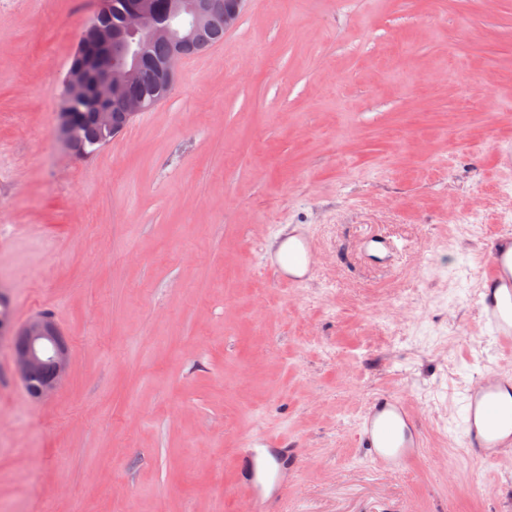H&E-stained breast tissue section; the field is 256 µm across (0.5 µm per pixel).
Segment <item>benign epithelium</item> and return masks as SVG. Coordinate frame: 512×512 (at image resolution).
Wrapping results in <instances>:
<instances>
[{"label": "benign epithelium", "mask_w": 512, "mask_h": 512, "mask_svg": "<svg viewBox=\"0 0 512 512\" xmlns=\"http://www.w3.org/2000/svg\"><path fill=\"white\" fill-rule=\"evenodd\" d=\"M246 0H165L155 7L152 0H138L112 32H104L96 22L89 23L95 38L80 32L76 53L86 66L70 68L62 102L57 114L61 141L66 151L76 154L75 122L71 101L79 98L101 104L95 119L103 128L111 126V109L119 108L128 119L149 108L144 99L128 98L125 88L139 75L145 47L155 40L169 42L173 49L164 60L162 74L166 90H171L180 63L192 51L199 30L217 9H224L227 27L241 15ZM14 313L9 307L0 310V334H12V369L29 395L36 401L52 396L68 376L70 344L55 321L38 316L20 329L12 330Z\"/></svg>", "instance_id": "benign-epithelium-1"}]
</instances>
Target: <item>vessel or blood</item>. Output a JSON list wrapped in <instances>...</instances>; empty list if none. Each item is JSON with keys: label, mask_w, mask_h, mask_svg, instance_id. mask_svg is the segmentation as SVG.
Returning <instances> with one entry per match:
<instances>
[{"label": "vessel or blood", "mask_w": 512, "mask_h": 512, "mask_svg": "<svg viewBox=\"0 0 512 512\" xmlns=\"http://www.w3.org/2000/svg\"><path fill=\"white\" fill-rule=\"evenodd\" d=\"M314 238L302 224L278 226L261 252V265L286 285H299L311 277L316 265ZM482 323L493 337L512 344V243L495 246L480 282ZM461 445L480 460L512 453V371L482 375L468 389ZM359 443L376 469L397 473L420 457L424 435L409 406L390 393L377 395L357 424ZM249 453L240 478L250 492L254 512L282 498L288 473L296 469L297 453L288 449L283 435L259 433L247 442Z\"/></svg>", "instance_id": "b4317fda"}]
</instances>
